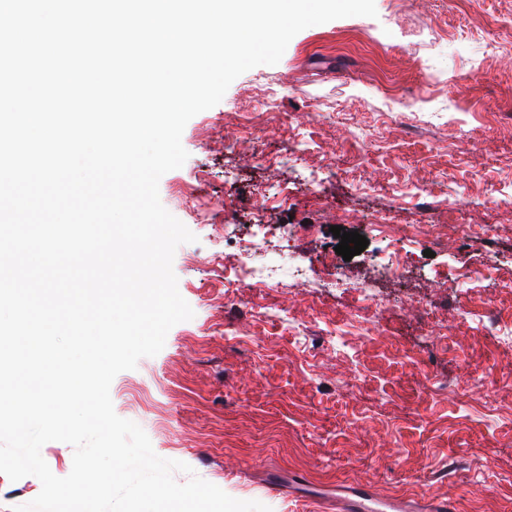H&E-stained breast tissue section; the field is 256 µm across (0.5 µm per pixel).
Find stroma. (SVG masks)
Listing matches in <instances>:
<instances>
[{"instance_id": "stroma-1", "label": "stroma", "mask_w": 512, "mask_h": 512, "mask_svg": "<svg viewBox=\"0 0 512 512\" xmlns=\"http://www.w3.org/2000/svg\"><path fill=\"white\" fill-rule=\"evenodd\" d=\"M376 17L308 27L279 63L235 79L182 134L189 157L162 176L163 206L196 237L173 270L191 306L161 352L119 373L116 414L154 452L188 464L228 495L272 512L310 504L272 476L369 485L384 495L453 498L456 512H512V293L460 287L457 269H512V0H375ZM200 189L213 223L180 196ZM354 212L368 245L350 261L362 290L400 304L433 300L442 324L391 314L341 335L346 293L324 287L331 228ZM472 220L491 240L425 257V242L378 224ZM289 225V248L274 235ZM262 242L313 280L263 312L225 289L214 252ZM398 253L400 278L382 268ZM493 297L485 307V297Z\"/></svg>"}]
</instances>
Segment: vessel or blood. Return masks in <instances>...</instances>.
I'll return each mask as SVG.
<instances>
[{
    "label": "vessel or blood",
    "mask_w": 512,
    "mask_h": 512,
    "mask_svg": "<svg viewBox=\"0 0 512 512\" xmlns=\"http://www.w3.org/2000/svg\"><path fill=\"white\" fill-rule=\"evenodd\" d=\"M300 497L313 504L333 508L334 512H455L452 499L431 500L418 494L382 496L355 486L330 495L298 484Z\"/></svg>",
    "instance_id": "1"
}]
</instances>
